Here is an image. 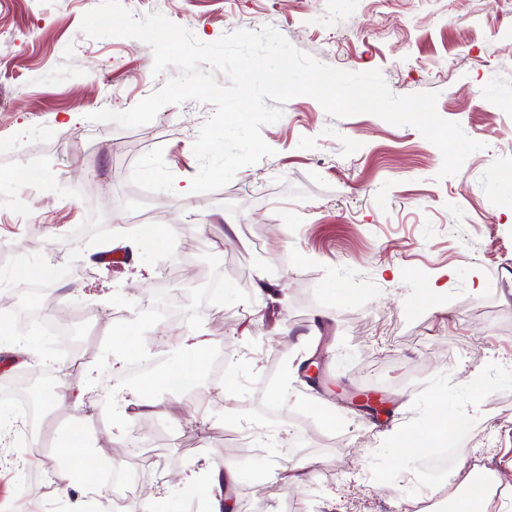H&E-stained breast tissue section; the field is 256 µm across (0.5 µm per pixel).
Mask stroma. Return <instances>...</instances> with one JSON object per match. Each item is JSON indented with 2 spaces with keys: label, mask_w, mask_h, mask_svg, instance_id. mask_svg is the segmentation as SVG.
Here are the masks:
<instances>
[{
  "label": "stroma",
  "mask_w": 512,
  "mask_h": 512,
  "mask_svg": "<svg viewBox=\"0 0 512 512\" xmlns=\"http://www.w3.org/2000/svg\"><path fill=\"white\" fill-rule=\"evenodd\" d=\"M100 0H0V312L18 288H47L55 317L77 325L92 356L73 378L78 406L46 409L43 431L90 421L88 445L134 461L140 490L192 463L230 465L229 512H395L427 488L394 432L419 435L446 407L458 470L477 441L493 484L486 512H512V8L506 0H121L212 43L270 26L294 47L349 72L381 71L397 95L438 92L437 112L482 148L438 179L440 150L413 126L373 114L334 118L313 97L285 103L262 129L273 155L224 188L183 200L172 184L199 170L192 146L214 113L189 99L150 123L92 122L159 91L151 47L91 39ZM168 228L164 255L137 245ZM189 290L178 321L147 332L157 359L139 379L112 372L143 301ZM263 310L249 316L247 305ZM200 327L228 364L203 382L160 385L179 329ZM0 353V401L21 379L65 364L34 321ZM162 399L113 400V386ZM375 391L392 426L362 420L353 394ZM272 405L298 420L270 428ZM121 419L120 437L104 436ZM250 430L261 452L245 454ZM60 458L0 478V512H69L37 482ZM309 475L288 488V467Z\"/></svg>",
  "instance_id": "stroma-1"
}]
</instances>
